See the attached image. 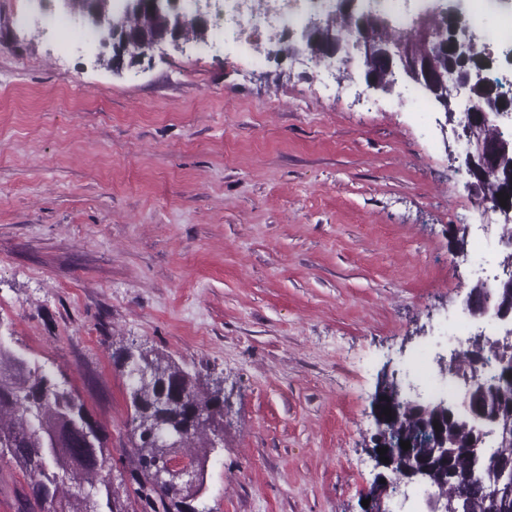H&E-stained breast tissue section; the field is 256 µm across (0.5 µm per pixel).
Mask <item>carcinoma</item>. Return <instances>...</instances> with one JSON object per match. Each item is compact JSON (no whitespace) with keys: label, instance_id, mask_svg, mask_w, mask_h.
<instances>
[{"label":"carcinoma","instance_id":"obj_1","mask_svg":"<svg viewBox=\"0 0 512 512\" xmlns=\"http://www.w3.org/2000/svg\"><path fill=\"white\" fill-rule=\"evenodd\" d=\"M98 11L112 16L117 30L151 33L164 27L166 18L144 9L138 13L118 12L112 0H95ZM325 28L336 35V41L355 39L354 22L343 14L326 18ZM450 38L441 30L436 17L415 18L409 27L396 26L386 13L376 14L369 23L366 47L361 57L365 77L386 87L393 86L405 74L391 70L380 59L383 46L397 43L403 55L415 59L434 52L439 37ZM471 103L490 109L493 105L512 104L489 82L469 87ZM484 348L474 342L459 354L455 370L466 371L484 359ZM133 362L157 369L148 380L131 382L130 401L134 409L132 433L138 437L140 489L159 494L163 512H182L183 502L201 496L206 490L205 467L209 453L224 441V413L221 398L204 395L197 376L180 369L164 357L149 352H129ZM500 416V426L507 434L480 440L467 419L450 414L439 417L438 404L423 408L410 407L402 397L398 381L389 378L376 395L379 409H389L382 436V446L397 447L389 457L390 471L407 476L415 466L428 468L425 484L437 489L446 512H489L490 504L484 485L478 479L465 480L472 469H484L493 462L512 461V385L491 377L470 396ZM210 409L209 417L200 423L188 415L189 407ZM83 405L73 392L59 387L40 368L7 345L0 344V460L8 456L25 469L32 484L43 487L41 502L50 503L49 512H125L120 496L108 482L96 481V472L87 465L83 428ZM175 429L184 433L171 447L158 445L152 432ZM448 440V460L433 457V443L440 436ZM402 441L410 449L399 448ZM183 455L194 464L195 481H178L166 488L153 482L152 467ZM76 483L73 492L69 484Z\"/></svg>","mask_w":512,"mask_h":512}]
</instances>
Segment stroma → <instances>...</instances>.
I'll list each match as a JSON object with an SVG mask.
<instances>
[{
	"label": "stroma",
	"mask_w": 512,
	"mask_h": 512,
	"mask_svg": "<svg viewBox=\"0 0 512 512\" xmlns=\"http://www.w3.org/2000/svg\"><path fill=\"white\" fill-rule=\"evenodd\" d=\"M59 0H0V338L71 389L125 512L138 485L128 378L144 346L224 388L198 512H363L374 397L420 353L440 375L480 244L503 227L464 168L454 114L367 90L300 51L302 23L114 68L44 28ZM0 512H48L0 462Z\"/></svg>",
	"instance_id": "stroma-1"
}]
</instances>
